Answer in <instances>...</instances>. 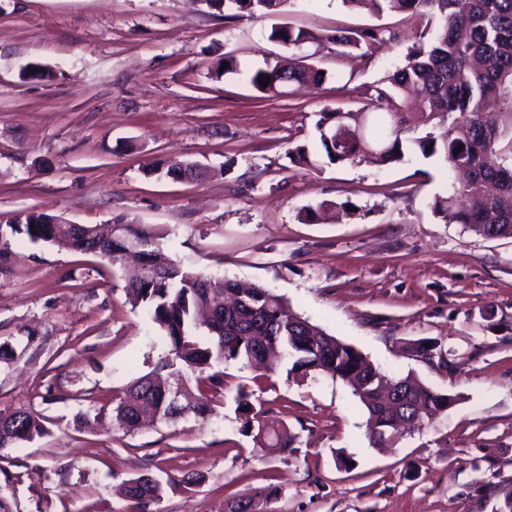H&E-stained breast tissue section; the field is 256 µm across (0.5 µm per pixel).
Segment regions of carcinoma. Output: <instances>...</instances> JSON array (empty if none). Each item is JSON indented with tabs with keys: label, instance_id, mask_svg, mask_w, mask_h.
Here are the masks:
<instances>
[{
	"label": "carcinoma",
	"instance_id": "carcinoma-1",
	"mask_svg": "<svg viewBox=\"0 0 512 512\" xmlns=\"http://www.w3.org/2000/svg\"><path fill=\"white\" fill-rule=\"evenodd\" d=\"M225 17L263 18L284 11L290 0H223ZM352 8L369 7L378 14L405 13L423 26L403 62L374 88L360 112L325 109L316 123L320 149L304 145L288 151L294 166L320 170L325 165L359 164L371 156L384 164L403 163L421 154L445 166L448 190L431 201L432 212L445 222L462 224L485 238L512 237V0H342ZM268 40L296 52L288 66L248 74L263 95L277 93L283 83L318 85L327 73L309 62L306 45L318 41L307 30L273 26ZM327 40L342 51L388 42L382 28L338 31ZM270 82L263 87L265 77ZM446 123L436 137H409L415 121ZM345 125L348 136H329ZM462 150H457V147ZM374 153L366 155L365 148ZM35 229H30V226ZM117 234L108 240L87 235L71 246L73 228L53 218L30 213L9 224L11 233L60 250L94 253L114 264H130L139 274L125 285L135 308L142 306L163 333L168 347L154 369L135 378L112 398V411L128 431L139 429L146 414L174 424L188 413L206 420L213 409L207 395L224 390V365H257L262 376L311 375L341 380L367 412V436L376 447L397 435L396 423L419 427L448 410L455 397L410 377L394 378L354 346L344 343L309 319L293 312L288 301L270 288L218 278L185 268L168 259L163 234L143 224L117 220ZM182 388L173 404L170 389ZM241 432L272 452L288 457L296 437L288 427L267 422L249 396L235 398ZM105 411L89 407L75 422L101 424ZM46 434L33 412H0V448L30 442ZM145 475L128 478L119 494L132 503L131 512H145L161 499L159 483L145 487ZM277 494L237 492L224 497L223 512H260V501Z\"/></svg>",
	"mask_w": 512,
	"mask_h": 512
}]
</instances>
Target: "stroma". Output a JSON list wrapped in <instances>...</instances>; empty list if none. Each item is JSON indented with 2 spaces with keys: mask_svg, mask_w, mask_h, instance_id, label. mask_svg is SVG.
<instances>
[{
  "mask_svg": "<svg viewBox=\"0 0 512 512\" xmlns=\"http://www.w3.org/2000/svg\"><path fill=\"white\" fill-rule=\"evenodd\" d=\"M274 25L321 36L323 83L258 95L247 73L285 54L266 39ZM372 25L395 39L364 57L324 40ZM415 40L406 15L341 0L233 20L189 0H0V343L23 351L0 366V409L38 412L46 428L0 448L14 512H129L115 487L144 473L167 484L147 512H221L226 493L270 485L279 493L266 512H496L512 492V238L432 213L448 188L436 159L304 171L288 158L315 146L319 111L361 110ZM227 56L240 74L216 77ZM29 66L48 78L24 77ZM176 161L203 173L144 172ZM324 202L344 205L341 218L307 221ZM28 213L162 228L165 252L185 267L270 288L388 375L456 401L380 450L342 381H257L230 364L208 420L129 434L81 427L79 410L110 403L166 346L129 304L122 269L8 234V220ZM422 344L435 359L414 355ZM241 388L296 434V452L284 458L241 434ZM188 474L200 478L191 490L170 487Z\"/></svg>",
  "mask_w": 512,
  "mask_h": 512,
  "instance_id": "obj_1",
  "label": "stroma"
}]
</instances>
